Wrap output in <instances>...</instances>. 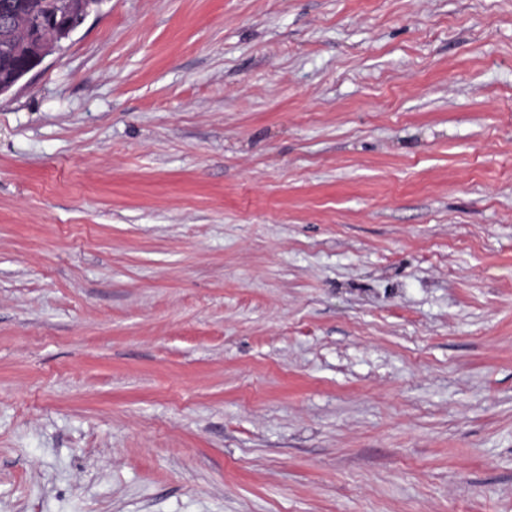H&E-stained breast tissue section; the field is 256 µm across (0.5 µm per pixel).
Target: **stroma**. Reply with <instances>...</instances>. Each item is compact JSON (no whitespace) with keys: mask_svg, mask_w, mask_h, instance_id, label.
<instances>
[{"mask_svg":"<svg viewBox=\"0 0 512 512\" xmlns=\"http://www.w3.org/2000/svg\"><path fill=\"white\" fill-rule=\"evenodd\" d=\"M0 512H512V0H102L1 95Z\"/></svg>","mask_w":512,"mask_h":512,"instance_id":"35a3bbf8","label":"stroma"}]
</instances>
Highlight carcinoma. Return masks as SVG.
<instances>
[{
    "label": "carcinoma",
    "instance_id": "cac0c4a2",
    "mask_svg": "<svg viewBox=\"0 0 512 512\" xmlns=\"http://www.w3.org/2000/svg\"><path fill=\"white\" fill-rule=\"evenodd\" d=\"M10 4L14 15L10 23L0 21V83L9 85L28 62V32L38 27L50 13L62 15L67 0H0V9Z\"/></svg>",
    "mask_w": 512,
    "mask_h": 512
}]
</instances>
